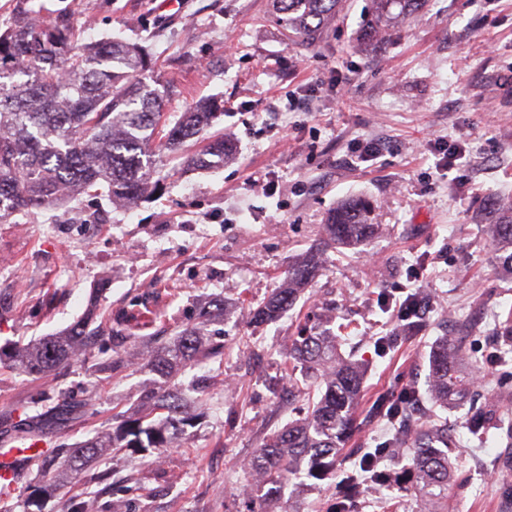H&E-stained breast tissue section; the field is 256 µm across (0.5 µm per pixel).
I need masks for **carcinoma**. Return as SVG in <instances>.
<instances>
[{
	"label": "carcinoma",
	"mask_w": 512,
	"mask_h": 512,
	"mask_svg": "<svg viewBox=\"0 0 512 512\" xmlns=\"http://www.w3.org/2000/svg\"><path fill=\"white\" fill-rule=\"evenodd\" d=\"M342 0H272L277 22L307 45L319 39L338 16ZM426 0H370L363 43L379 40L389 28L417 15ZM149 59L141 46L119 38L77 47L62 20L41 23L36 16L0 29V220L17 212L61 204L103 185L112 201L133 207L145 193L155 157L182 149L201 137L217 116L212 105L189 109L166 128L163 94L142 81ZM232 145L222 137L208 138L187 158L191 165L210 167L224 162ZM373 204L356 198L338 205L325 224V238L302 260L288 266L282 286L251 311L256 324L276 322L292 310L297 296L323 267L330 248H355L374 237ZM492 245L501 254L502 269L512 275V197L496 203L488 224ZM224 316L216 300L199 314L200 324ZM97 332L78 320L64 331L18 346L8 353V366L23 374L43 376L76 358ZM224 353V346L203 348V333L187 327L166 345L142 358L156 379L140 396L134 414H117L112 431L97 434L72 448H62L65 478L74 479L96 462L105 448L145 456L173 446L195 425L197 414L174 377L198 357ZM288 379L298 392L295 371L313 374L324 391L307 399L301 417L263 438L257 454L245 464L250 477L248 512H277L275 503L292 479L324 480L336 472V457L355 428L361 399L363 367L340 352L339 337L327 328V317H308L285 353ZM472 375L460 336H444L430 355L428 394L441 407L460 406L470 397ZM86 402L55 388L37 392L19 415L0 416V442L27 440L48 427L66 426L84 414ZM420 406L418 394L382 396L375 413L390 421H409ZM375 462L365 479L349 474L337 490L338 512L350 508L365 484H390L414 490L424 512H445L452 467L448 428L425 420L406 447L393 441L374 450ZM385 459L404 461L397 473L382 466ZM51 460L36 455L18 464V480L30 494L26 512H42L41 475Z\"/></svg>",
	"instance_id": "obj_1"
}]
</instances>
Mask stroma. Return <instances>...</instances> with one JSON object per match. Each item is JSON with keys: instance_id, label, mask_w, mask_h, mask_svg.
I'll list each match as a JSON object with an SVG mask.
<instances>
[{"instance_id": "stroma-1", "label": "stroma", "mask_w": 512, "mask_h": 512, "mask_svg": "<svg viewBox=\"0 0 512 512\" xmlns=\"http://www.w3.org/2000/svg\"><path fill=\"white\" fill-rule=\"evenodd\" d=\"M66 15L77 44L118 36L142 45L168 92L174 125L197 103L220 100L213 132L235 149L215 167L163 157L154 193L119 207L98 191L0 222V347L27 343L91 316L123 320L126 350L148 351L194 325L213 300L224 319L204 329L224 345L221 362L188 367L179 381L209 377L200 418L165 464L127 452L104 457L57 486L43 512H65L110 469L119 494L98 495L95 512H245L244 462L261 439L296 418L283 349L298 316L329 310L341 350L365 367L357 428L336 475L286 488L301 512H334L341 478L361 457L400 437L373 410L401 389L426 393L429 359L442 336L463 346L485 374L460 407L441 411L453 436L448 512H512V281L485 232L492 207L512 196V0H429L392 37L360 45L368 0H344L319 41L288 39L270 0H0V24L23 15ZM357 142L381 145L361 160ZM461 146L453 168L438 166L435 144ZM376 205L380 235L328 251L323 270L279 321L247 314L283 280L293 259L323 237L338 200ZM105 292H97L99 282ZM429 301L415 336H399L383 298ZM154 310L153 322L140 318ZM119 348L103 334L49 378L0 364V413L56 386L92 403L82 421L46 430L40 447L68 448L131 412L153 375L133 363L113 371ZM494 405L491 429L473 434L474 414Z\"/></svg>"}]
</instances>
